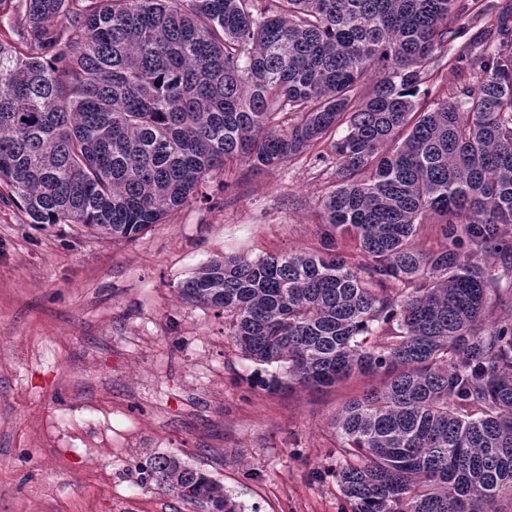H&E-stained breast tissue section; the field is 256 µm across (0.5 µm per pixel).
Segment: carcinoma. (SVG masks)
<instances>
[{
  "label": "carcinoma",
  "instance_id": "cac0c4a2",
  "mask_svg": "<svg viewBox=\"0 0 512 512\" xmlns=\"http://www.w3.org/2000/svg\"><path fill=\"white\" fill-rule=\"evenodd\" d=\"M64 2L26 0V49L0 41V183L33 222L132 239L216 169L335 162L321 207L366 263L218 256L180 293L276 366L270 391L384 372L335 419L347 512H512V321L487 324L512 304V27L431 111L426 83L467 33L448 18L491 5L92 0L63 44ZM428 215L446 240L432 252L413 243ZM139 475L238 512L176 455H148Z\"/></svg>",
  "mask_w": 512,
  "mask_h": 512
}]
</instances>
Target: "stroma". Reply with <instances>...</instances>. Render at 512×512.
<instances>
[{
  "label": "stroma",
  "mask_w": 512,
  "mask_h": 512,
  "mask_svg": "<svg viewBox=\"0 0 512 512\" xmlns=\"http://www.w3.org/2000/svg\"><path fill=\"white\" fill-rule=\"evenodd\" d=\"M460 22L431 100L474 62L482 24ZM335 182L332 163L241 162L131 241L33 223L0 186V512H209L141 484L133 463L151 452L203 469L242 512H342L333 422L381 376L269 392L223 316L178 295L218 255L330 248L364 263L355 234L326 222Z\"/></svg>",
  "instance_id": "stroma-1"
}]
</instances>
